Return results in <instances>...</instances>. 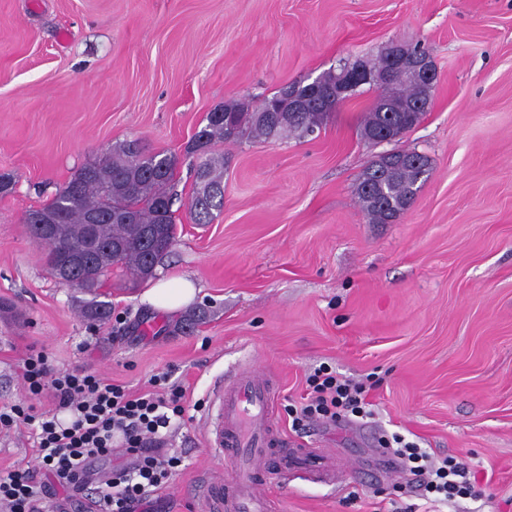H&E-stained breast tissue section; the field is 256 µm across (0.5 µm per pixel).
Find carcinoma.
Here are the masks:
<instances>
[{
    "label": "carcinoma",
    "mask_w": 512,
    "mask_h": 512,
    "mask_svg": "<svg viewBox=\"0 0 512 512\" xmlns=\"http://www.w3.org/2000/svg\"><path fill=\"white\" fill-rule=\"evenodd\" d=\"M413 49L400 53L399 66L393 72V86L374 110L366 113L363 135L386 121L385 104L398 95L414 105L429 98L431 89L407 83L406 71L415 63ZM336 110L328 97L308 98L304 107L284 122L271 124L254 118L245 102L228 101L221 107L234 128L210 112L206 125L198 130L186 151L195 174V190L190 213L196 224H209L221 211L224 197V154L216 147L278 138L287 133L307 134L323 125ZM421 165H410L396 178L378 177L374 165H368L359 177L358 198L370 221L385 224L395 220L417 196L429 177L431 163L419 153H411ZM177 156L146 153L135 141L112 146L97 162L82 167L65 187L40 206L53 221L52 243L43 254L48 272L59 277L57 253L62 248L80 250L85 243L88 214L101 216L94 226L101 252L94 263L75 272L67 283L93 296L84 309L88 319L100 324L111 316V306L98 300L99 289L113 270L119 269L134 285L153 277L156 266L171 252L177 240L178 225L172 210L173 176Z\"/></svg>",
    "instance_id": "cac0c4a2"
}]
</instances>
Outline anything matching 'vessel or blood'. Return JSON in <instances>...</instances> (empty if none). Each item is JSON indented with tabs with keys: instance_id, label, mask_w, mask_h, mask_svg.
Here are the masks:
<instances>
[{
	"instance_id": "b4317fda",
	"label": "vessel or blood",
	"mask_w": 512,
	"mask_h": 512,
	"mask_svg": "<svg viewBox=\"0 0 512 512\" xmlns=\"http://www.w3.org/2000/svg\"><path fill=\"white\" fill-rule=\"evenodd\" d=\"M272 398L265 373H235L230 383L216 382L205 414L207 441L215 455L229 461L228 478L203 482L209 512H271L260 474L271 471L279 484L298 473L333 486L345 477L343 465L324 448H287L269 418Z\"/></svg>"
}]
</instances>
